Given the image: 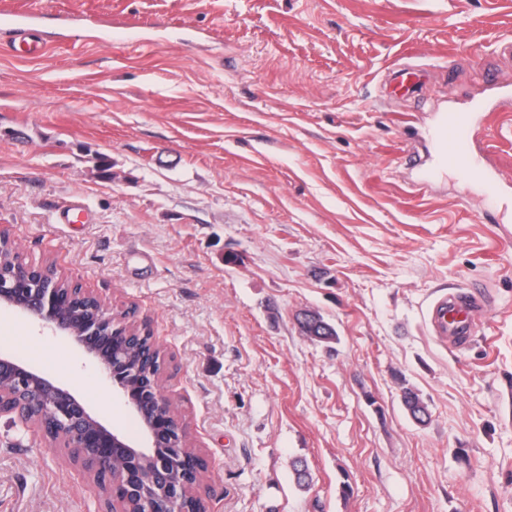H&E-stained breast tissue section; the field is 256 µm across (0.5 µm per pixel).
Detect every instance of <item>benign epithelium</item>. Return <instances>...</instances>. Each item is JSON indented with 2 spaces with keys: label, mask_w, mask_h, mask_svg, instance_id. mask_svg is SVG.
<instances>
[{
  "label": "benign epithelium",
  "mask_w": 512,
  "mask_h": 512,
  "mask_svg": "<svg viewBox=\"0 0 512 512\" xmlns=\"http://www.w3.org/2000/svg\"><path fill=\"white\" fill-rule=\"evenodd\" d=\"M5 248L16 260L13 271H0V310L26 315L96 362L139 421L147 449L103 424L60 382L2 353L0 416L63 450L105 494L107 512H208L209 462L190 449L162 391L166 354L147 325L132 308L114 311L78 281L26 261L14 240L0 237Z\"/></svg>",
  "instance_id": "benign-epithelium-1"
}]
</instances>
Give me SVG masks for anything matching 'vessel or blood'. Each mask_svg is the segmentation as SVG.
Returning <instances> with one entry per match:
<instances>
[{
    "mask_svg": "<svg viewBox=\"0 0 512 512\" xmlns=\"http://www.w3.org/2000/svg\"><path fill=\"white\" fill-rule=\"evenodd\" d=\"M29 17L10 13L0 20V32L8 35L13 43L24 45L26 54L39 55L42 45L30 40L28 30ZM395 86L404 93H415L422 88L424 81L421 73L412 68H401L393 73ZM471 117L465 112H448L440 114L434 130L437 144V168L443 169L453 164L466 161L470 153L469 129ZM487 305L481 295L460 293L437 299L428 313V323L439 340L458 341L471 335L483 316Z\"/></svg>",
    "mask_w": 512,
    "mask_h": 512,
    "instance_id": "obj_1",
    "label": "vessel or blood"
}]
</instances>
